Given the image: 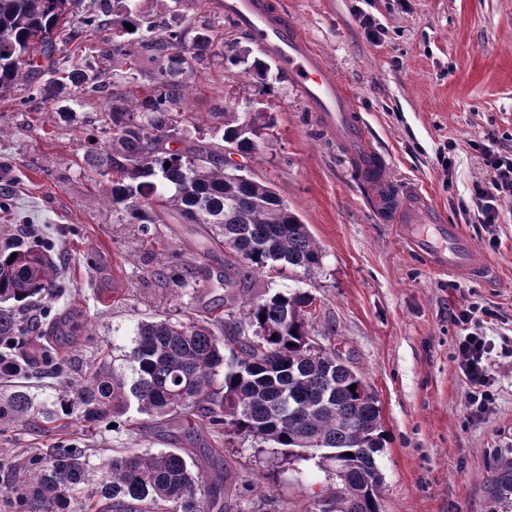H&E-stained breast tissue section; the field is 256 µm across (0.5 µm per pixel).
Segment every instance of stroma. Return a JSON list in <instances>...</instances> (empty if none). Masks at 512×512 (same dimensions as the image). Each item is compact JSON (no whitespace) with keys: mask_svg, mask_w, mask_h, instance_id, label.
Instances as JSON below:
<instances>
[{"mask_svg":"<svg viewBox=\"0 0 512 512\" xmlns=\"http://www.w3.org/2000/svg\"><path fill=\"white\" fill-rule=\"evenodd\" d=\"M271 2L351 88L393 178L431 195L449 223L484 249L491 271L462 280L432 270L392 225L374 217L342 149L276 64L260 77L215 57L189 90L188 112L208 115L232 95L272 114L274 125L248 167L324 251L314 277L262 276L257 289L312 292L317 330L333 329L336 346L376 395L389 434L378 456L385 512H490L494 452L512 448V200L502 202L496 223L484 224L470 198L473 183L491 177L483 146L512 150V0ZM362 10L378 24L380 41L366 38ZM99 109L98 98L79 97L67 84L38 92L22 81L0 97V196L10 201L0 209V243L17 225H42L66 275L59 292L39 299L34 311L82 325L75 344L59 349L56 372L42 375L46 341L33 336L20 351L27 373L0 380V389L25 388L47 404L71 397L69 366L105 350L121 359L137 320L187 313L185 299L156 276L159 259L174 268L202 253L209 265L224 264L223 251L208 250L197 226L160 225L158 244L143 225L113 213L83 162L89 144L106 142L92 121ZM447 154L448 170L439 163ZM464 303L499 313L487 325L498 347L491 359L496 402L475 421L455 359L460 331L449 317ZM212 442L205 431L186 439L179 425L117 430L109 420L89 427L74 415L47 428L0 426V486L21 483L27 456L55 445L108 456L190 445L207 474L218 465ZM233 453L243 512H313L315 499L338 485L327 462L293 461L247 439Z\"/></svg>","mask_w":512,"mask_h":512,"instance_id":"obj_1","label":"stroma"}]
</instances>
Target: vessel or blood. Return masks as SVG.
Wrapping results in <instances>:
<instances>
[{"instance_id":"vessel-or-blood-1","label":"vessel or blood","mask_w":512,"mask_h":512,"mask_svg":"<svg viewBox=\"0 0 512 512\" xmlns=\"http://www.w3.org/2000/svg\"><path fill=\"white\" fill-rule=\"evenodd\" d=\"M224 13L271 57L310 103L321 127L342 147L379 221L431 268L464 278L486 277L490 266L478 245L445 223L431 198L397 184L386 158L372 145L354 95L328 72L302 28L272 11L266 0H224Z\"/></svg>"}]
</instances>
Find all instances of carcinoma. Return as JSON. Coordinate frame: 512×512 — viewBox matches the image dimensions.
<instances>
[{
  "label": "carcinoma",
  "instance_id": "carcinoma-1",
  "mask_svg": "<svg viewBox=\"0 0 512 512\" xmlns=\"http://www.w3.org/2000/svg\"><path fill=\"white\" fill-rule=\"evenodd\" d=\"M184 0H171L153 14L136 0H0V93L19 80L45 76L67 80L83 95L111 97L96 113L101 132L111 136L103 153L85 156L112 210L130 224H202L211 239L229 250L224 269L211 273L195 259L156 274L181 296L197 282L224 286V310L182 318L141 319L132 327L134 346L118 371L109 356L77 369L74 401L60 409L42 406L52 423L80 410L91 423L106 416L128 417L131 406L154 428L169 421L205 429L219 447L250 438L258 448H278L290 458L335 463L345 472L341 488L319 512H384L377 457L387 442L381 410L368 402L370 387L354 368L338 361L333 342L311 343L332 331H317V299L300 290L248 295L260 276L287 270L310 276L323 267L324 252L307 225L267 182L224 163V147L253 156L270 113L239 112L224 104L209 113L213 143L192 135L186 122L190 83L205 61L218 55L210 20H187ZM81 26L104 31L116 17L138 37L103 40L81 62L59 68L57 55L75 38L70 15ZM156 76L141 95L131 90L142 58ZM181 144L171 150L168 144ZM14 261H9L10 256ZM57 269L40 246L15 240L0 248V339L57 337L56 324L43 327L26 315L45 292L56 288ZM255 330L241 336L242 327ZM355 386L350 390L349 386ZM37 406L34 396L15 390L0 396V422H16ZM236 460L204 478L194 472L188 448L125 453L96 462L80 448H47L31 463L25 483L10 487L23 512H66L81 506L78 495L91 478L112 512H226ZM492 512H512V448L499 450L486 486Z\"/></svg>",
  "mask_w": 512,
  "mask_h": 512
}]
</instances>
